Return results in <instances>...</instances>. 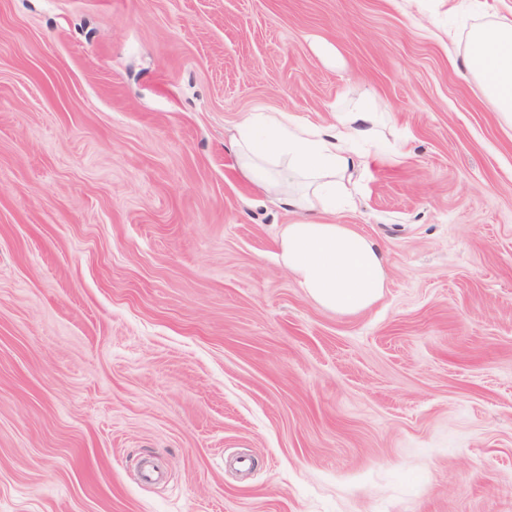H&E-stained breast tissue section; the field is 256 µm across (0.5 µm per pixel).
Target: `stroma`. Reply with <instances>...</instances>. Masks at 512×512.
Masks as SVG:
<instances>
[{
	"label": "stroma",
	"mask_w": 512,
	"mask_h": 512,
	"mask_svg": "<svg viewBox=\"0 0 512 512\" xmlns=\"http://www.w3.org/2000/svg\"><path fill=\"white\" fill-rule=\"evenodd\" d=\"M512 0H0V512H512ZM372 94L340 315L277 259L253 112ZM452 60L476 80L501 119L512 128V24L477 27L464 53Z\"/></svg>",
	"instance_id": "1"
}]
</instances>
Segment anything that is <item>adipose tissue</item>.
<instances>
[{
    "label": "adipose tissue",
    "mask_w": 512,
    "mask_h": 512,
    "mask_svg": "<svg viewBox=\"0 0 512 512\" xmlns=\"http://www.w3.org/2000/svg\"><path fill=\"white\" fill-rule=\"evenodd\" d=\"M453 62L512 128V24L477 27ZM389 119L366 99L336 113L326 129L261 112L239 125L234 140L244 176L299 215L280 235V264L312 301L335 313L367 310L386 284L381 248L329 214L337 197H349L355 172L385 160L377 130Z\"/></svg>",
    "instance_id": "1"
}]
</instances>
